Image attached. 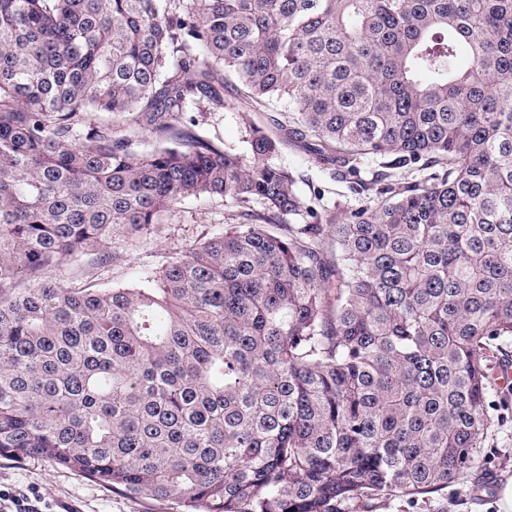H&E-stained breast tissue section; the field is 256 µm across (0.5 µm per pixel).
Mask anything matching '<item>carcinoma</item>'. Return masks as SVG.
Returning a JSON list of instances; mask_svg holds the SVG:
<instances>
[{
  "instance_id": "carcinoma-1",
  "label": "carcinoma",
  "mask_w": 512,
  "mask_h": 512,
  "mask_svg": "<svg viewBox=\"0 0 512 512\" xmlns=\"http://www.w3.org/2000/svg\"><path fill=\"white\" fill-rule=\"evenodd\" d=\"M226 86L288 105L247 158L186 120ZM287 140L363 204L302 200ZM201 197L246 223L58 275ZM511 344L512 0H0V456L181 512L427 504Z\"/></svg>"
}]
</instances>
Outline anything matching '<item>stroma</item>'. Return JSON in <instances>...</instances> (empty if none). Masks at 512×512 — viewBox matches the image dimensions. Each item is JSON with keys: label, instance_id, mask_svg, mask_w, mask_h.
Instances as JSON below:
<instances>
[{"label": "stroma", "instance_id": "1", "mask_svg": "<svg viewBox=\"0 0 512 512\" xmlns=\"http://www.w3.org/2000/svg\"><path fill=\"white\" fill-rule=\"evenodd\" d=\"M283 105L275 103L263 111H250L232 87L224 89V108L218 112H195L196 129L211 138L223 140L225 147L246 154L244 112L268 126ZM275 163L290 168L296 177V190L310 199L319 190L324 203L337 200L359 205L348 180L336 177L331 169L315 163L309 149L300 142L283 144ZM242 219L232 203L219 197L189 199L170 211L162 224L144 235L135 247L120 250L116 259L99 266L94 256L82 262H66L61 274L74 277L79 265H96L97 282L109 288L137 280L144 274L162 270L186 245L240 226ZM489 429L480 452L477 469L464 474L436 494L431 512H506L502 489L512 480V388L495 387L487 404ZM0 488L9 491L38 490L49 505L73 504L79 512H180L176 501L130 496L92 482L77 473L43 458L24 455L0 457Z\"/></svg>", "mask_w": 512, "mask_h": 512}]
</instances>
